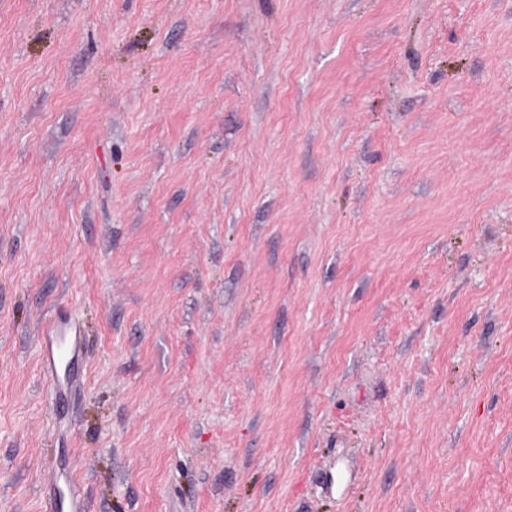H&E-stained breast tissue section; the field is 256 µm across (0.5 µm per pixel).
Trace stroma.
Instances as JSON below:
<instances>
[{
	"mask_svg": "<svg viewBox=\"0 0 512 512\" xmlns=\"http://www.w3.org/2000/svg\"><path fill=\"white\" fill-rule=\"evenodd\" d=\"M72 488L512 512V0H0V512ZM40 334L41 355L51 373L58 364L70 360L77 352L78 327L76 325L50 322L42 328Z\"/></svg>",
	"mask_w": 512,
	"mask_h": 512,
	"instance_id": "stroma-1",
	"label": "stroma"
}]
</instances>
